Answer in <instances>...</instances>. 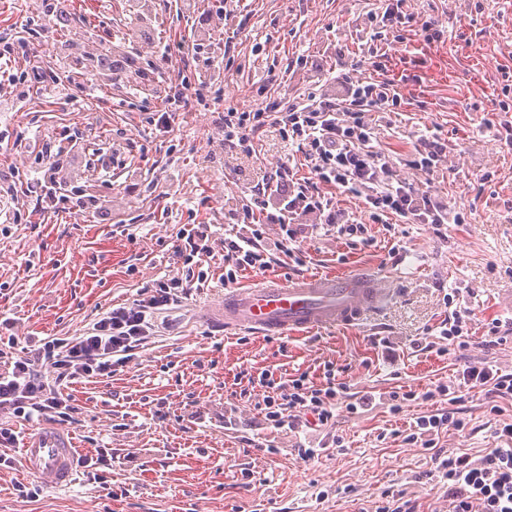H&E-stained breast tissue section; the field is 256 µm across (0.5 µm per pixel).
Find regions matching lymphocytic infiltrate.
I'll return each instance as SVG.
<instances>
[{"instance_id":"obj_1","label":"lymphocytic infiltrate","mask_w":512,"mask_h":512,"mask_svg":"<svg viewBox=\"0 0 512 512\" xmlns=\"http://www.w3.org/2000/svg\"><path fill=\"white\" fill-rule=\"evenodd\" d=\"M346 83L348 91L340 96L310 93L280 110L225 112V142L249 154L255 136L264 127H273L282 141L296 146L316 180L313 186L302 185L290 191L293 169L284 162L276 181L264 179L253 186L250 203L243 205L237 215L243 232L224 241L225 283H235L242 271L266 268L262 225H279L283 236L278 248L288 253L297 239L295 223L299 218L312 215L318 223L338 224L333 199L318 190L322 184L363 198L377 224L447 223L446 205L401 178L395 163L372 145L376 132L365 116L399 107L393 82L350 77ZM338 226L344 235L365 232L361 224ZM208 238L206 225H184L180 231L182 244L174 251L185 265L183 276L160 283L131 306L103 313L84 335L45 341L37 359L51 363L53 382L43 379L37 359L19 358L1 366L0 410L25 421L39 414L62 424L77 422L79 409L63 397V388L80 378L111 374L115 357L143 345L152 335L158 315L188 298L194 284L206 281L203 266L210 254ZM474 388L486 390L493 397L511 398L512 373L473 364L463 370L459 386L439 384L423 392L422 397L429 400L441 395L454 404L460 400V391ZM344 392L333 371H326L325 381L319 386L307 374H299L286 394L264 397L265 419L274 428L295 430L301 427L303 415H312L325 425L333 419L338 405H345L351 413L367 405L364 396L343 403ZM436 471L448 484L454 512H512V448L490 449L477 460L466 454L442 459Z\"/></svg>"}]
</instances>
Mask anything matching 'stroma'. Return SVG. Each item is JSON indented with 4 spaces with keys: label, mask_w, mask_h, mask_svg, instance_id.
<instances>
[{
    "label": "stroma",
    "mask_w": 512,
    "mask_h": 512,
    "mask_svg": "<svg viewBox=\"0 0 512 512\" xmlns=\"http://www.w3.org/2000/svg\"><path fill=\"white\" fill-rule=\"evenodd\" d=\"M389 2L197 0L195 12L181 14L175 0H149L144 11L128 0H70L67 25L45 34L39 0H0V48L24 41L32 50L7 71L40 68L24 100L0 108V131L9 134L0 172L15 176L12 198L0 201V336L17 338L11 356L82 335L103 312L176 275L171 255L183 225H208L211 247L207 282L123 366L69 385L81 414L63 430L86 461L70 486L28 475L19 449L0 446L16 460L0 466V512H383L400 498L415 512H453L447 484L431 474V451L410 439L418 417L448 411L447 397L396 404L392 395L454 382L471 362L512 373V148L504 141L512 109L494 108L512 106L500 74L512 67V0H411L414 19L402 29L382 23ZM432 16L447 20L455 38L425 41L420 27ZM208 18L218 24L208 50L225 65L215 81L194 52ZM379 31L385 70L355 74L394 81L401 109L374 114V145L403 178L447 203L449 223L390 230L373 223L362 199L328 188L343 221L364 225L370 245L305 225L299 266L277 250L278 225L267 224L270 264L240 272L238 285L369 265L394 288L392 302L367 324L285 338L212 330L208 311L224 295V229L281 162L262 136L250 156L225 145V112L343 92L340 75ZM79 44L133 59L140 73L98 77L75 101L49 97L44 82ZM165 45L174 52L160 77ZM202 81L206 104L188 98L159 130L154 113L178 87ZM423 136L445 148L447 177L405 166ZM61 141L70 162L54 179L70 200L92 198L91 208H46L26 190L41 152ZM453 306L474 312L463 350L431 336ZM327 365L348 394L373 395V404L355 414L339 408L327 425L296 432L267 424L261 374L280 384L305 372L318 385ZM457 416L464 429L442 431L436 449L478 457L512 422V399L492 404L473 391ZM302 445L319 449L318 458L301 459ZM103 446L112 465L92 461ZM20 483L32 496L17 491Z\"/></svg>",
    "instance_id": "obj_1"
}]
</instances>
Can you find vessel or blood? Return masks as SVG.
<instances>
[{
    "mask_svg": "<svg viewBox=\"0 0 512 512\" xmlns=\"http://www.w3.org/2000/svg\"><path fill=\"white\" fill-rule=\"evenodd\" d=\"M393 289L382 287L373 271L349 274L270 278L257 284L229 288L213 324L218 330L246 329L270 336L295 335L322 327L352 325L378 313L391 300ZM22 460L31 472L54 484L69 483L75 454L55 427L26 439Z\"/></svg>",
    "mask_w": 512,
    "mask_h": 512,
    "instance_id": "b4317fda",
    "label": "vessel or blood"
}]
</instances>
